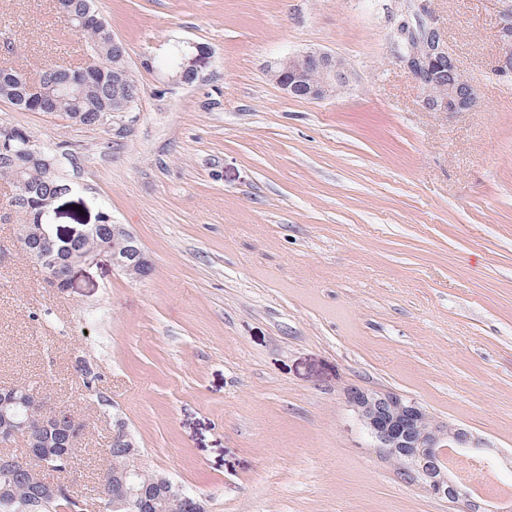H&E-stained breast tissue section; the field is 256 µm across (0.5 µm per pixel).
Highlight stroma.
Segmentation results:
<instances>
[{"instance_id":"35a3bbf8","label":"stroma","mask_w":512,"mask_h":512,"mask_svg":"<svg viewBox=\"0 0 512 512\" xmlns=\"http://www.w3.org/2000/svg\"><path fill=\"white\" fill-rule=\"evenodd\" d=\"M407 0H93L141 97L119 128L0 101V126L70 154L52 226L108 213L153 270L109 254L50 287L0 220V386L86 421L84 495L115 419L206 512H467L404 480L348 402L388 391L469 430L512 476V77L499 0H431L479 98L425 112L395 63ZM204 46L168 82L169 44ZM344 58L349 87L290 96L277 59ZM55 0H0V69L87 65ZM504 5L499 11L497 37L501 51L495 65L496 75L500 77L512 76V3L509 0L500 1ZM188 46L190 48L198 49V53L192 56V53L189 51V53L182 55L181 74H178L180 73V69L177 68V66L179 64L180 52L184 48L180 45H170L165 55L159 60L160 66L163 67L167 72L171 73V77H169V80L174 84H191L190 82L184 80V75L187 79H191V77H188V75H192L195 77L196 74H198V79H203V76L200 74V70L195 65V59L196 57L201 56L204 52L199 50V46L195 44L189 43Z\"/></svg>"}]
</instances>
